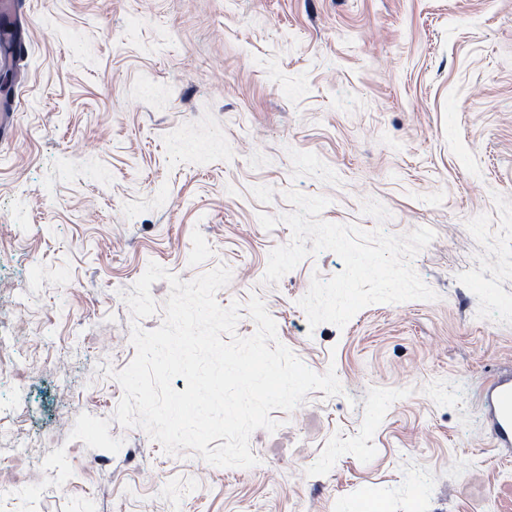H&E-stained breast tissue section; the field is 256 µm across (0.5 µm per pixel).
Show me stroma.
<instances>
[{
    "instance_id": "obj_1",
    "label": "stroma",
    "mask_w": 512,
    "mask_h": 512,
    "mask_svg": "<svg viewBox=\"0 0 512 512\" xmlns=\"http://www.w3.org/2000/svg\"><path fill=\"white\" fill-rule=\"evenodd\" d=\"M1 62L0 512H512V458L482 389L512 371V0H20ZM324 221L435 237L411 265L437 300L345 327L298 301L344 264L289 244L287 190ZM389 212L364 214L366 200ZM277 217L264 229L259 214ZM216 294L340 394L255 430L250 468L166 453L114 418L134 358L124 300L149 263Z\"/></svg>"
}]
</instances>
